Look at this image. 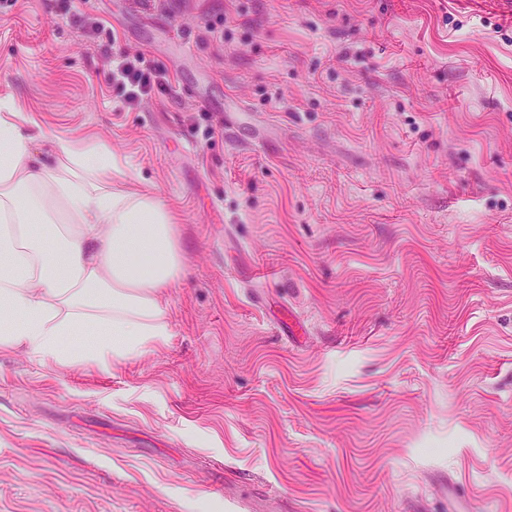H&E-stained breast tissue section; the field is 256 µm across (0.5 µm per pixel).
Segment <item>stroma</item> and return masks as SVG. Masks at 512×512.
Returning <instances> with one entry per match:
<instances>
[{
  "label": "stroma",
  "mask_w": 512,
  "mask_h": 512,
  "mask_svg": "<svg viewBox=\"0 0 512 512\" xmlns=\"http://www.w3.org/2000/svg\"><path fill=\"white\" fill-rule=\"evenodd\" d=\"M1 97L184 272L131 360L0 348V512H512V0H18ZM108 81L129 104L138 103L149 96L154 87H164L165 78L143 53H131L126 48L112 52V70Z\"/></svg>",
  "instance_id": "stroma-1"
}]
</instances>
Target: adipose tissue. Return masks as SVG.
Returning a JSON list of instances; mask_svg holds the SVG:
<instances>
[{
    "mask_svg": "<svg viewBox=\"0 0 512 512\" xmlns=\"http://www.w3.org/2000/svg\"><path fill=\"white\" fill-rule=\"evenodd\" d=\"M46 140L55 162L35 166L22 112L0 98V348L130 358L169 334L162 293L184 271L174 216L154 192L113 188L105 145ZM88 327L97 344H73Z\"/></svg>",
    "mask_w": 512,
    "mask_h": 512,
    "instance_id": "ef3b65f1",
    "label": "adipose tissue"
}]
</instances>
